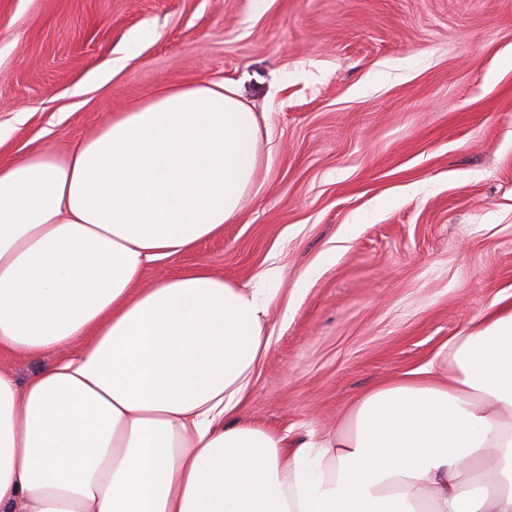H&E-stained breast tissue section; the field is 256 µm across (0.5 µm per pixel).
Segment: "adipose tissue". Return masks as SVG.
<instances>
[{"label":"adipose tissue","mask_w":512,"mask_h":512,"mask_svg":"<svg viewBox=\"0 0 512 512\" xmlns=\"http://www.w3.org/2000/svg\"><path fill=\"white\" fill-rule=\"evenodd\" d=\"M231 82L156 89L74 149L0 163V512H512V306L334 435L237 416L273 302L199 266L144 269L233 223L259 169ZM50 358V353H46L38 358L1 354L0 370L11 373L17 380L22 381L37 370L43 363L48 362Z\"/></svg>","instance_id":"ef3b65f1"}]
</instances>
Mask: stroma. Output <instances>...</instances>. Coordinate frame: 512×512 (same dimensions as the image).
I'll return each instance as SVG.
<instances>
[{
  "label": "stroma",
  "instance_id": "35a3bbf8",
  "mask_svg": "<svg viewBox=\"0 0 512 512\" xmlns=\"http://www.w3.org/2000/svg\"><path fill=\"white\" fill-rule=\"evenodd\" d=\"M227 80L258 117L257 187L142 285L277 268L240 414L292 441L407 370L451 378L448 339L512 303V0H0V161Z\"/></svg>",
  "mask_w": 512,
  "mask_h": 512
}]
</instances>
